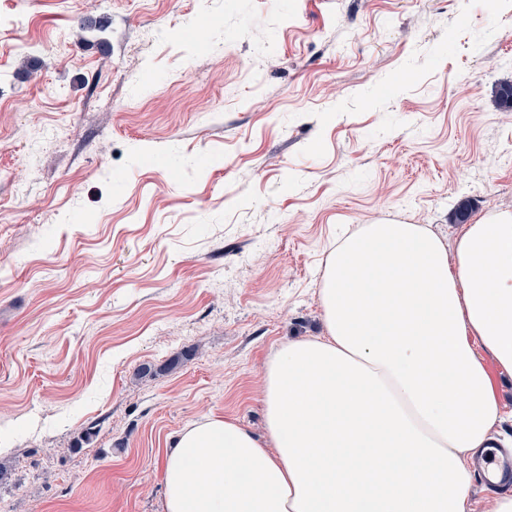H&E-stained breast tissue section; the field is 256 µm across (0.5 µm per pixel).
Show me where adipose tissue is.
Returning <instances> with one entry per match:
<instances>
[{"instance_id": "adipose-tissue-1", "label": "adipose tissue", "mask_w": 512, "mask_h": 512, "mask_svg": "<svg viewBox=\"0 0 512 512\" xmlns=\"http://www.w3.org/2000/svg\"><path fill=\"white\" fill-rule=\"evenodd\" d=\"M320 295L324 336L266 364V440L222 417L183 428L164 512H469L466 460L505 416L484 355L512 372V213L452 253L420 224L364 225Z\"/></svg>"}]
</instances>
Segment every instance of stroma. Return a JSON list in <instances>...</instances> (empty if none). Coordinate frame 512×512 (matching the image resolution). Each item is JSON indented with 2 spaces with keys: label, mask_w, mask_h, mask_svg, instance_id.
Instances as JSON below:
<instances>
[{
  "label": "stroma",
  "mask_w": 512,
  "mask_h": 512,
  "mask_svg": "<svg viewBox=\"0 0 512 512\" xmlns=\"http://www.w3.org/2000/svg\"><path fill=\"white\" fill-rule=\"evenodd\" d=\"M505 81L512 0H0V512H163L183 427L265 437L341 232L512 211Z\"/></svg>",
  "instance_id": "35a3bbf8"
}]
</instances>
